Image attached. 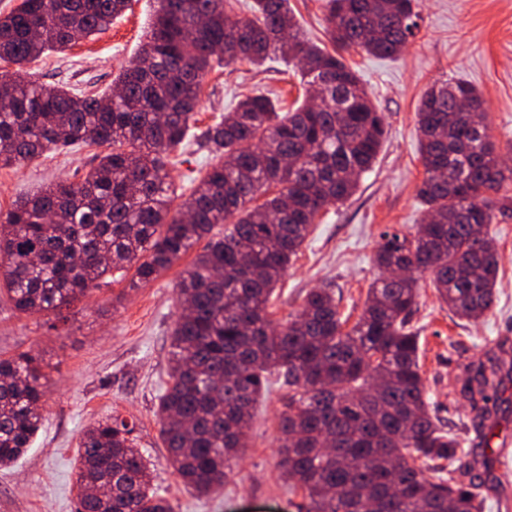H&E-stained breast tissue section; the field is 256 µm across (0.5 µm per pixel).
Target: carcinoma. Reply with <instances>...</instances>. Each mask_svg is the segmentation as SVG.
<instances>
[{
	"label": "carcinoma",
	"instance_id": "carcinoma-1",
	"mask_svg": "<svg viewBox=\"0 0 512 512\" xmlns=\"http://www.w3.org/2000/svg\"><path fill=\"white\" fill-rule=\"evenodd\" d=\"M130 0H21L0 15V164L22 165L60 147L112 146L78 183L52 185L0 213V295L21 314L54 312L87 296L113 271L147 283L210 238L176 284L180 313L170 336L157 416L168 464L185 487L224 486L248 447L255 402L276 376L288 387L279 466L302 492L305 512H484L481 486L458 483L445 463L458 437L431 407L412 325L420 280L429 278L454 316L476 320L495 302L498 255L488 226L512 214L503 166L481 95L462 78L434 84L417 107L426 219L385 234L374 263L414 269L376 278L354 323L333 291L306 294L284 322L268 305L316 219L348 200L385 136L357 72L337 52L304 38L288 0H158L146 42L112 80L121 89L82 94L48 86L25 66L70 47L74 33L106 31ZM335 47L401 54L415 35L413 0H324ZM300 62L307 92L282 114L257 93L202 132L217 161L176 210L170 152L196 121L214 64L261 65L273 53ZM503 360L480 364L466 389L477 417L489 413ZM46 389L27 353L0 358V468L39 430ZM134 424L114 416L87 428L78 449L79 512H173L151 490Z\"/></svg>",
	"mask_w": 512,
	"mask_h": 512
}]
</instances>
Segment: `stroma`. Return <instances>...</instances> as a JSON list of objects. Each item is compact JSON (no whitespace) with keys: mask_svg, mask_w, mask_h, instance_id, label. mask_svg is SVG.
<instances>
[{"mask_svg":"<svg viewBox=\"0 0 512 512\" xmlns=\"http://www.w3.org/2000/svg\"><path fill=\"white\" fill-rule=\"evenodd\" d=\"M418 29L404 52L384 58L344 52L388 130L371 171L355 194L322 216L294 258L273 296L272 319L296 313L314 288L333 286L343 315L358 317L379 271L373 262L382 234L412 232L424 219L417 196L422 165L416 108L436 81L463 78L480 92L490 134L512 158V0H416ZM155 0H131L111 27L76 41L65 53L49 52L28 63L40 82L66 80L79 91L99 92L131 61L146 40ZM272 91L284 108L301 99L299 76L280 60L256 68L217 67L206 77L197 129L230 111L241 95ZM83 145L52 150L27 165L0 166V212L40 187L80 181L104 154ZM170 175L179 199L191 191V176L214 162L199 137L172 155ZM501 256L492 311L476 322L459 320L442 305L429 279L421 281L413 321L421 329L420 364L431 403L448 429L457 432L461 453L454 476L481 484L487 512H512V373L489 406L493 437L488 445L508 468L473 466L485 443L472 428L465 393L467 366L501 349L512 350V216L490 225ZM194 259L186 254L156 279L132 284V272H113L92 294L51 314L27 316L0 296V357L22 352L38 358L45 376L43 423L31 448L14 466L0 469V512H77V448L91 424L118 415L134 422V437L149 463L157 491L174 512H299L301 493L288 490L278 467L280 416L285 391L272 387L261 396L245 448L224 486L206 497L187 489L166 462L156 415L167 369L169 336L179 314L175 285Z\"/></svg>","mask_w":512,"mask_h":512,"instance_id":"1","label":"stroma"}]
</instances>
